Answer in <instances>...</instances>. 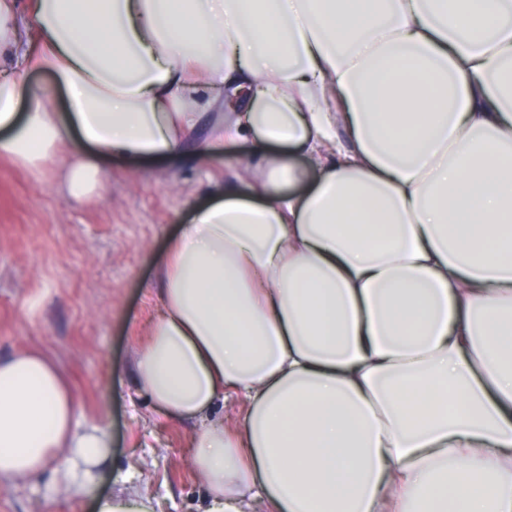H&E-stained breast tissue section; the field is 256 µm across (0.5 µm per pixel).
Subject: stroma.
Masks as SVG:
<instances>
[{"instance_id": "1", "label": "stroma", "mask_w": 512, "mask_h": 512, "mask_svg": "<svg viewBox=\"0 0 512 512\" xmlns=\"http://www.w3.org/2000/svg\"><path fill=\"white\" fill-rule=\"evenodd\" d=\"M99 198H66L53 172L0 159V359L37 349L67 377L87 422L109 428L105 488L127 468L161 512H197L205 489L188 441L195 420L159 416L140 390L133 353L160 306L169 240L228 171L223 158L105 161ZM43 472L0 488V512H89L86 499H45Z\"/></svg>"}]
</instances>
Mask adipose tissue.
Masks as SVG:
<instances>
[{"label":"adipose tissue","mask_w":512,"mask_h":512,"mask_svg":"<svg viewBox=\"0 0 512 512\" xmlns=\"http://www.w3.org/2000/svg\"><path fill=\"white\" fill-rule=\"evenodd\" d=\"M32 13L36 48L0 0V159L40 174L66 149L80 200L103 158L251 146L171 239L133 360L162 414L200 423L203 512H512V0ZM111 448L49 357L0 360V486L49 468L47 496L156 512L98 493Z\"/></svg>","instance_id":"adipose-tissue-1"}]
</instances>
